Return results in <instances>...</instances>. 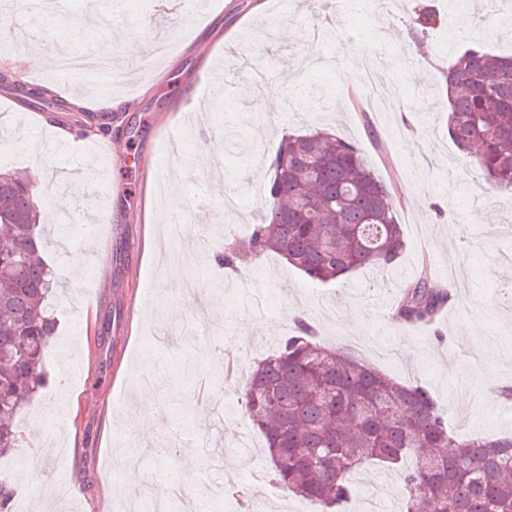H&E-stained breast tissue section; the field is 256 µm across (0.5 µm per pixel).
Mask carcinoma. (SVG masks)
<instances>
[{"instance_id":"carcinoma-1","label":"carcinoma","mask_w":512,"mask_h":512,"mask_svg":"<svg viewBox=\"0 0 512 512\" xmlns=\"http://www.w3.org/2000/svg\"><path fill=\"white\" fill-rule=\"evenodd\" d=\"M448 135L498 193L512 196V55L480 45L439 70ZM259 223L224 246L274 253L313 281H341L396 266L407 250L401 198L352 143L321 129L286 133L271 159ZM288 204V219L278 211ZM34 182L0 171V455L19 447L17 415L47 378L44 358L57 319L56 289L42 256ZM454 299L428 263L401 289L396 318L433 322ZM242 404L263 435L271 479L332 512L351 495L348 476L376 461L403 467L401 512H512V438L462 439L430 391L380 372L350 351L321 343L297 321L295 334L253 365ZM448 445L446 455L421 452Z\"/></svg>"}]
</instances>
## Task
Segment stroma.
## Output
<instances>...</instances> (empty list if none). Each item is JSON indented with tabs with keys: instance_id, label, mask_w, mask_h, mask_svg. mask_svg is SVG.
<instances>
[{
	"instance_id": "obj_1",
	"label": "stroma",
	"mask_w": 512,
	"mask_h": 512,
	"mask_svg": "<svg viewBox=\"0 0 512 512\" xmlns=\"http://www.w3.org/2000/svg\"><path fill=\"white\" fill-rule=\"evenodd\" d=\"M220 12L188 13L182 0H0V25L9 36L0 66L26 53L44 55L37 84H51L49 102L24 104L25 82L0 83V166L30 174L41 212L58 210L67 224H49L45 255L60 290L52 304L59 326L45 355L49 384L18 418L23 436L13 455L0 458V478L16 481L27 451L40 450L42 473L70 480L78 498L70 512H119L106 496L121 485L120 457L142 473L139 491L182 478L176 512H237L227 492L246 487L251 512H314L312 502L280 490L267 499L266 484L250 481L269 471L264 441L240 405L241 382L198 358L206 339L224 360L253 366L292 331L287 311L307 314L327 346L359 354L401 381L427 387L449 425L461 436H512V402L496 396L512 386V311L498 303L512 287V199L496 193L480 171L459 155L434 107L439 65L457 28L466 42L512 53V29L498 24L487 0H473L457 15L452 0H423L444 24L416 45L409 29L412 0H223ZM153 30L169 54L129 61L127 40L144 42ZM245 45L238 66H227L224 47ZM281 83L276 110L265 96H248L254 71ZM207 96L223 120L211 134L189 131L179 153L169 150L168 127H185L193 91ZM128 98L112 124L111 139L126 164L94 150L62 155L47 141L78 128V98ZM235 125L240 148L225 154L222 172H197L190 160L202 146ZM324 128L355 143L403 200L399 219L408 249L398 266L365 268L345 283H318L275 254H240L236 271L204 261L198 236L225 243L243 238L256 221V186L285 132ZM187 167L182 194L158 200V174ZM239 198L235 212L224 196ZM446 206L437 223L433 204ZM93 211L108 242L106 266L83 215ZM184 264V285L158 270ZM440 278L456 268L454 300L432 326L392 318L401 287L422 260ZM151 299L154 314L134 309ZM209 395L199 398L201 383ZM152 395L166 413L132 440L127 425L140 421L141 401ZM198 396L190 413L186 398ZM77 405L71 423L58 422V405ZM177 440L193 457L182 475L171 454L157 446ZM343 512H364L388 498L400 507L397 471L368 464L350 476Z\"/></svg>"
}]
</instances>
